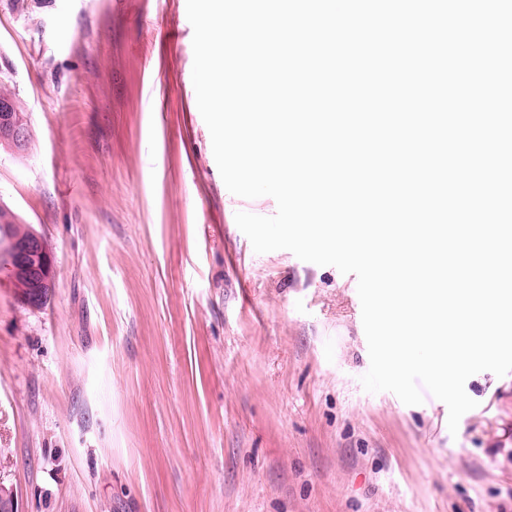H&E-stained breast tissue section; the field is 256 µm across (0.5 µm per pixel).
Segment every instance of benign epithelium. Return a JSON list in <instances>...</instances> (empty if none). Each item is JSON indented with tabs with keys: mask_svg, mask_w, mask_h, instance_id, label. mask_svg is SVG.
Returning <instances> with one entry per match:
<instances>
[{
	"mask_svg": "<svg viewBox=\"0 0 512 512\" xmlns=\"http://www.w3.org/2000/svg\"><path fill=\"white\" fill-rule=\"evenodd\" d=\"M26 116L12 111L8 101L0 99V142L15 151L23 150ZM0 263L14 275L28 279L31 291L25 298L30 306L41 303L45 292L54 285V259L46 241L36 232L17 240L7 229L0 230Z\"/></svg>",
	"mask_w": 512,
	"mask_h": 512,
	"instance_id": "obj_1",
	"label": "benign epithelium"
}]
</instances>
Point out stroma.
I'll list each match as a JSON object with an SVG mask.
<instances>
[{"mask_svg":"<svg viewBox=\"0 0 512 512\" xmlns=\"http://www.w3.org/2000/svg\"><path fill=\"white\" fill-rule=\"evenodd\" d=\"M187 0H0L33 141L0 205L47 242L0 272V487L18 512H512V374L370 393L357 278L255 253L192 81ZM2 224L8 226L16 237H26L32 232L30 225L21 224L18 216L8 206L1 205L0 226ZM0 262L12 274L28 279L30 285L24 278L10 274L14 288L20 290L21 296L30 292L25 298L30 306L39 305L45 292L53 288L54 259L46 241L35 231L17 240L10 237L6 228L0 230ZM1 264L2 270L4 268Z\"/></svg>","mask_w":512,"mask_h":512,"instance_id":"obj_1","label":"stroma"}]
</instances>
